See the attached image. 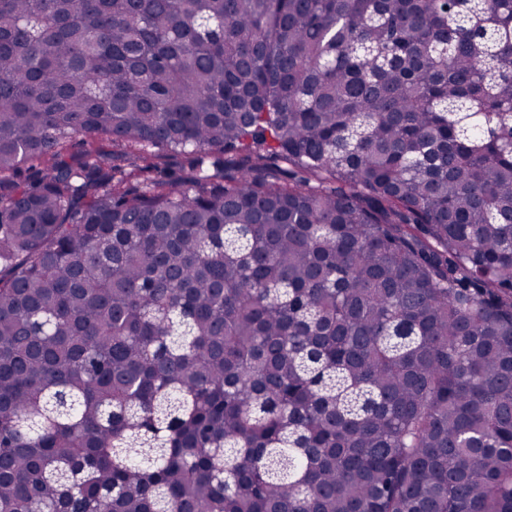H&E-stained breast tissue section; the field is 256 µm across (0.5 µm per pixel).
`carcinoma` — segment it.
Instances as JSON below:
<instances>
[{
  "label": "carcinoma",
  "mask_w": 512,
  "mask_h": 512,
  "mask_svg": "<svg viewBox=\"0 0 512 512\" xmlns=\"http://www.w3.org/2000/svg\"><path fill=\"white\" fill-rule=\"evenodd\" d=\"M0 512H512V0H0Z\"/></svg>",
  "instance_id": "carcinoma-1"
}]
</instances>
